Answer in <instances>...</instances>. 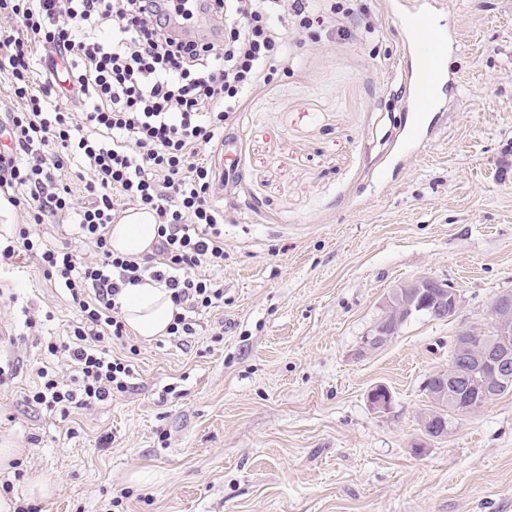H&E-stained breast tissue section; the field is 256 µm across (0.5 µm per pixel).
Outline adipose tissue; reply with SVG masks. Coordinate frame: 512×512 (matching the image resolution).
<instances>
[{
  "mask_svg": "<svg viewBox=\"0 0 512 512\" xmlns=\"http://www.w3.org/2000/svg\"><path fill=\"white\" fill-rule=\"evenodd\" d=\"M157 227L153 211H127L111 226L109 240L112 251L131 257L150 253L157 237ZM120 301L128 329L146 340L164 335L176 311L168 288L147 277L138 284L127 285Z\"/></svg>",
  "mask_w": 512,
  "mask_h": 512,
  "instance_id": "1",
  "label": "adipose tissue"
}]
</instances>
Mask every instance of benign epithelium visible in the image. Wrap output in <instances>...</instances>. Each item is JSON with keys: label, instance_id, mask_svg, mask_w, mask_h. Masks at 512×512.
Returning a JSON list of instances; mask_svg holds the SVG:
<instances>
[{"label": "benign epithelium", "instance_id": "7a95c632", "mask_svg": "<svg viewBox=\"0 0 512 512\" xmlns=\"http://www.w3.org/2000/svg\"><path fill=\"white\" fill-rule=\"evenodd\" d=\"M407 303L408 314L425 311L434 319L453 316L460 304L455 288L433 276H421L402 284L384 301V316L374 332L365 338L362 352L377 350L390 342L400 331V305ZM491 313L496 327V337L487 339L483 348L475 353L470 337L475 331L458 333L453 345L454 361L472 367L471 376L464 377L450 365L434 373L427 381L430 396L439 402L456 403V413L465 414L480 409L481 403L495 398L503 389L512 386V293L495 299ZM372 409L386 413L392 404L390 390L377 386L369 393ZM420 428L428 438L442 439L452 433V425L442 415L425 414Z\"/></svg>", "mask_w": 512, "mask_h": 512}]
</instances>
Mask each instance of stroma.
Wrapping results in <instances>:
<instances>
[{
    "label": "stroma",
    "mask_w": 512,
    "mask_h": 512,
    "mask_svg": "<svg viewBox=\"0 0 512 512\" xmlns=\"http://www.w3.org/2000/svg\"><path fill=\"white\" fill-rule=\"evenodd\" d=\"M386 2L360 0L367 37L289 28L294 66L235 104L238 169L214 196L224 304L186 341H114L139 350L127 392L65 418L26 403L39 368L68 374L46 344L76 310L38 257L0 266V444L16 450L0 485L22 512H512V392L444 439L418 423L457 334L489 332L512 292V0L429 5L459 86L410 149ZM423 275L458 290L457 313L361 354L384 299ZM36 475L51 493L33 500Z\"/></svg>",
    "instance_id": "obj_1"
}]
</instances>
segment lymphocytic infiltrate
I'll list each match as a JSON object with an SVG mask.
<instances>
[{
	"label": "lymphocytic infiltrate",
	"instance_id": "1",
	"mask_svg": "<svg viewBox=\"0 0 512 512\" xmlns=\"http://www.w3.org/2000/svg\"><path fill=\"white\" fill-rule=\"evenodd\" d=\"M358 0H0V77L21 105L0 117V194L34 221L70 213L93 244L79 262L27 229L0 262L38 256L78 311L73 337L48 344L68 379L38 370L28 399L67 415L125 392L133 368L109 344L126 324L120 295L143 277L163 283L176 308L170 337L195 335L224 303V212L212 201L204 153L219 143L236 102L288 66V29L348 36ZM79 166L87 196L75 206L59 171ZM158 218L140 258L114 254L108 234L126 206Z\"/></svg>",
	"mask_w": 512,
	"mask_h": 512
}]
</instances>
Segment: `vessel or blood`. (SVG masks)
<instances>
[{"label":"vessel or blood","mask_w":512,"mask_h":512,"mask_svg":"<svg viewBox=\"0 0 512 512\" xmlns=\"http://www.w3.org/2000/svg\"><path fill=\"white\" fill-rule=\"evenodd\" d=\"M396 18L406 26L407 55L416 66V75L406 87L412 114L406 140L411 143L421 134L430 112L435 111L440 91L453 82L446 67L448 32L434 26L425 15L400 12Z\"/></svg>","instance_id":"1"}]
</instances>
